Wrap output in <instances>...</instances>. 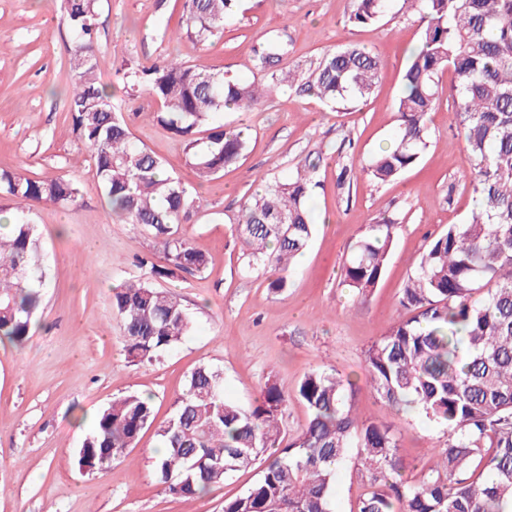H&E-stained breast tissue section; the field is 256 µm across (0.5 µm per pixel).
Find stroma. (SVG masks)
<instances>
[{
	"instance_id": "stroma-1",
	"label": "stroma",
	"mask_w": 512,
	"mask_h": 512,
	"mask_svg": "<svg viewBox=\"0 0 512 512\" xmlns=\"http://www.w3.org/2000/svg\"><path fill=\"white\" fill-rule=\"evenodd\" d=\"M354 0H239L222 34L200 40L182 25L183 0H98L100 80L124 115L137 145L187 176L180 138L160 125L158 105L124 85L126 64L165 57L201 64L251 81L267 40L288 41L284 66H316L325 52L357 44L381 56L373 93L335 104L287 89L249 112L226 111L214 122L244 125V157L197 186L198 202L181 231L209 258L200 273L155 279L176 294L193 328L173 349L142 364L124 353L112 290L146 276L142 260L162 264L154 238L113 216L89 152L74 136L67 100L73 33L52 0H0V170L30 178L67 177L75 205L24 204L40 237L46 279L43 302L22 344L0 343V512H223L226 497L245 490L257 469L239 472L202 497L177 499L158 484L154 430H146L123 461L86 472L76 463L98 411L131 392L150 395L156 422L174 412L196 368L224 376V396L242 408L275 381L293 391L310 368L336 370L355 383L360 419L393 426L402 475L420 482L434 449L448 445L450 427L383 405L365 377L369 347L397 319L400 292L429 241L473 208L470 160L442 97L428 123L429 145L398 180L379 185L363 172L398 127L402 74L420 40L419 15L393 0L384 18L354 27ZM317 162L320 187L312 201L319 222L287 289L271 292L264 276L246 271L236 219L265 182L287 176L304 160ZM350 181L340 182L342 168ZM386 214L399 224L385 273L366 296L342 284L349 245L366 224Z\"/></svg>"
}]
</instances>
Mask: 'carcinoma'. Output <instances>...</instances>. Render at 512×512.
<instances>
[{
	"instance_id": "1",
	"label": "carcinoma",
	"mask_w": 512,
	"mask_h": 512,
	"mask_svg": "<svg viewBox=\"0 0 512 512\" xmlns=\"http://www.w3.org/2000/svg\"><path fill=\"white\" fill-rule=\"evenodd\" d=\"M238 0H184L186 28L201 39L222 32ZM349 22L377 23L390 0H355ZM421 18L420 44L404 70L396 103L398 130L390 145L364 168L379 183L400 177L428 146L429 115L443 95L452 97V120L473 160L469 174L474 208L450 224L421 255L401 290V312L388 333L366 352L367 382L392 408L414 410L453 430L448 447L418 484L402 478L394 429L360 420L348 401L353 383L335 370L314 368L293 394L267 383L249 410L224 398L222 373L196 368L172 416L159 426L155 471L164 491L194 498L232 474L259 466L254 483L224 499L223 512H332L336 470L357 449L365 492L356 512H512V0H404ZM75 35L68 98L72 132L90 152L112 212L152 232L166 265L150 277L201 272L208 256L182 236L179 225L196 205L192 184L169 174L162 161L130 141L122 113L100 82L95 46L96 0H60ZM288 44L272 41L257 54L263 78L233 81L199 64L163 59L124 74L160 104L158 120L180 137L186 166L198 182L236 164L248 128H198L224 109L252 110L288 86L327 102L369 96L382 79L374 53L348 44L325 53L304 74L275 66ZM453 74L449 87L440 81ZM316 164L304 161L286 181L266 183L244 206L235 232L249 272L267 287L288 285L292 262L314 229L309 205ZM0 195L67 207L77 200L73 181L0 172ZM399 225L386 215L372 219L351 246L343 285L364 296L381 280ZM45 270L34 224L25 211L0 235V339L19 343L41 303ZM130 362H151L192 329L177 295L149 277L112 292ZM308 409L306 427L281 439L288 399ZM154 421L152 398L129 393L101 409L78 449L77 465L100 470L122 461Z\"/></svg>"
}]
</instances>
